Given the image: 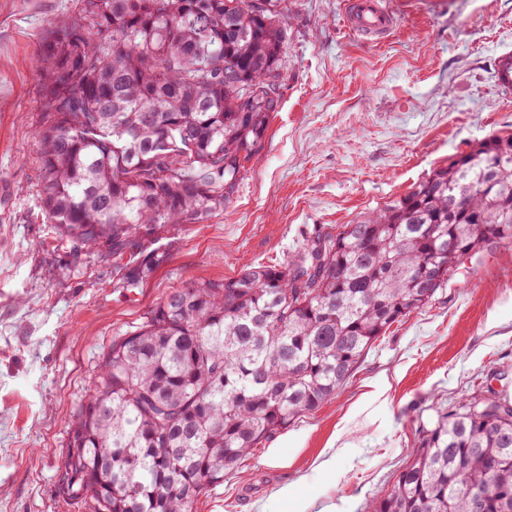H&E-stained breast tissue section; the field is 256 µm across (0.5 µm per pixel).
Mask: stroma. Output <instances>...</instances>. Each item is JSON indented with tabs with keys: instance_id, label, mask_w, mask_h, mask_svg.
Masks as SVG:
<instances>
[{
	"instance_id": "35a3bbf8",
	"label": "stroma",
	"mask_w": 512,
	"mask_h": 512,
	"mask_svg": "<svg viewBox=\"0 0 512 512\" xmlns=\"http://www.w3.org/2000/svg\"><path fill=\"white\" fill-rule=\"evenodd\" d=\"M350 0H285L280 106L231 203L173 229L138 288L108 253L74 260L42 209L33 60L80 0H0V512H79L57 477L79 404L113 339L189 279L221 282L287 258L306 229L349 224L489 135L512 131V0H380L394 27L349 33ZM512 400V248L463 260L395 323L345 389L258 444L193 512H366L462 402ZM284 449L287 467L266 452ZM335 454L333 471L315 468ZM288 500L274 499L283 484Z\"/></svg>"
}]
</instances>
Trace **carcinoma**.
<instances>
[{
    "label": "carcinoma",
    "mask_w": 512,
    "mask_h": 512,
    "mask_svg": "<svg viewBox=\"0 0 512 512\" xmlns=\"http://www.w3.org/2000/svg\"><path fill=\"white\" fill-rule=\"evenodd\" d=\"M273 0H82L38 52L40 196L74 255L152 271L173 226L224 212L280 105ZM168 173L140 179L156 158ZM404 196L316 225L278 265L189 279L103 354L73 420L65 498L84 512H193L256 445L335 398L365 352L461 261L512 242V133ZM512 512V403L474 398L429 431L369 512ZM507 499L508 508L502 507Z\"/></svg>",
    "instance_id": "1"
}]
</instances>
